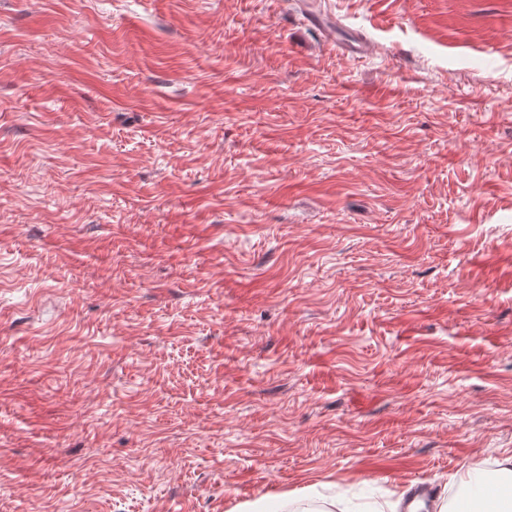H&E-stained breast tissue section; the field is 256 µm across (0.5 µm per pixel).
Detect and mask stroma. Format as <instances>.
<instances>
[{"instance_id": "stroma-1", "label": "stroma", "mask_w": 512, "mask_h": 512, "mask_svg": "<svg viewBox=\"0 0 512 512\" xmlns=\"http://www.w3.org/2000/svg\"><path fill=\"white\" fill-rule=\"evenodd\" d=\"M508 456L512 0H0V512Z\"/></svg>"}]
</instances>
